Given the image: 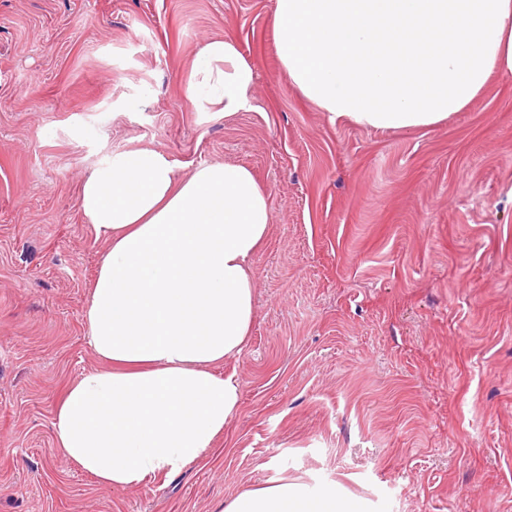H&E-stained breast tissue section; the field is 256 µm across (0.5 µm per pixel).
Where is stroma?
I'll use <instances>...</instances> for the list:
<instances>
[{"instance_id": "obj_1", "label": "stroma", "mask_w": 512, "mask_h": 512, "mask_svg": "<svg viewBox=\"0 0 512 512\" xmlns=\"http://www.w3.org/2000/svg\"><path fill=\"white\" fill-rule=\"evenodd\" d=\"M275 0H0V512H221L278 480L351 512H512V74L446 123H331L281 72ZM255 65L253 107L187 95L214 37ZM152 146L176 178L235 162L272 230L255 317L218 366L241 405L170 481L111 490L56 450L52 413L99 362L107 251L78 187Z\"/></svg>"}]
</instances>
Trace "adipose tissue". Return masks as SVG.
Returning <instances> with one entry per match:
<instances>
[{
  "mask_svg": "<svg viewBox=\"0 0 512 512\" xmlns=\"http://www.w3.org/2000/svg\"><path fill=\"white\" fill-rule=\"evenodd\" d=\"M291 86L331 122L374 130L439 125L493 72L512 74V0H276ZM255 68L236 41L197 51L186 91L225 116L248 110ZM80 210L109 245L85 312L101 368L53 410L55 448L98 484L138 489L216 448L241 405L216 365L243 351L254 320L252 260L271 232L268 195L245 165L175 179L146 146L83 178ZM335 491L282 481L225 500L223 512H347Z\"/></svg>",
  "mask_w": 512,
  "mask_h": 512,
  "instance_id": "obj_1",
  "label": "adipose tissue"
}]
</instances>
